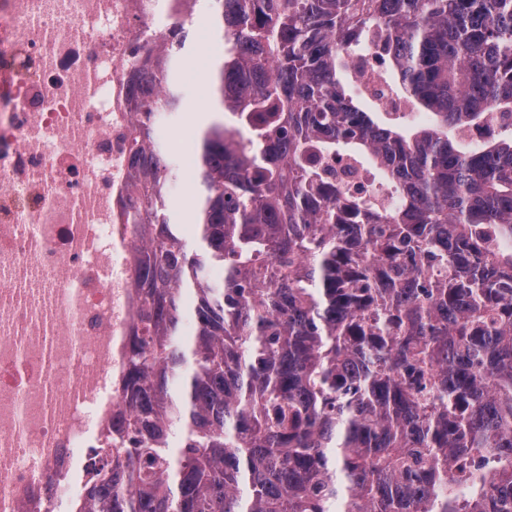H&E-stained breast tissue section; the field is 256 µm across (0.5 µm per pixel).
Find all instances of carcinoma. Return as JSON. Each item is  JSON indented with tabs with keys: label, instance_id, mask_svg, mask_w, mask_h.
<instances>
[{
	"label": "carcinoma",
	"instance_id": "obj_1",
	"mask_svg": "<svg viewBox=\"0 0 512 512\" xmlns=\"http://www.w3.org/2000/svg\"><path fill=\"white\" fill-rule=\"evenodd\" d=\"M206 2L193 236L168 47L136 100L126 410L75 512H512V0ZM360 49L408 111L347 94ZM369 166L393 193L336 180ZM193 22L197 29L205 31L209 35V41L204 47L198 45L196 46L202 36L198 30H191L193 32L196 44L193 43L188 48L184 56L179 60V78L183 84L185 98L193 99L199 102V104L193 112H191L193 110V106L190 104H186L184 109L185 112H161V115L157 120V125L159 128H164L166 126H177L179 127V130H181L180 138H178V140L172 144L167 142L166 139L161 135H158L157 141L159 142L163 151L169 156L171 168L173 171L170 184L171 205L175 213L176 222L178 224H184L185 229L189 226V224H193L191 204H189L184 197V194L190 192L192 187L185 189L181 186L182 167L180 158L176 151V147L183 138L193 143L197 130L199 129V122L196 119H203L207 112H201L200 117L197 118L195 113L201 110L203 106V100H207L209 103L210 84L208 78L200 84H194L190 82L185 84L182 78V72L188 69H194L202 50L206 53L211 65L212 59H214L219 50V45L214 37V30L209 13L204 9L197 11L193 15Z\"/></svg>",
	"mask_w": 512,
	"mask_h": 512
}]
</instances>
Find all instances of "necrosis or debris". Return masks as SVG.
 Returning <instances> with one entry per match:
<instances>
[{"instance_id": "necrosis-or-debris-1", "label": "necrosis or debris", "mask_w": 512, "mask_h": 512, "mask_svg": "<svg viewBox=\"0 0 512 512\" xmlns=\"http://www.w3.org/2000/svg\"><path fill=\"white\" fill-rule=\"evenodd\" d=\"M169 0H0V512H67L141 306L133 88Z\"/></svg>"}]
</instances>
